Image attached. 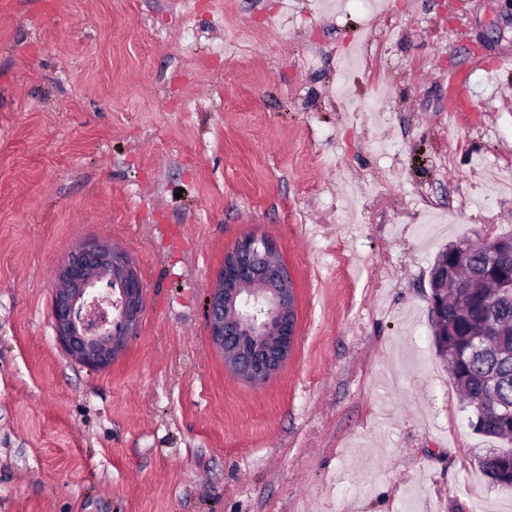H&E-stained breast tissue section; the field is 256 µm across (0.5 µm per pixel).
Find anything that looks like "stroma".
<instances>
[{
  "label": "stroma",
  "mask_w": 512,
  "mask_h": 512,
  "mask_svg": "<svg viewBox=\"0 0 512 512\" xmlns=\"http://www.w3.org/2000/svg\"><path fill=\"white\" fill-rule=\"evenodd\" d=\"M501 52L512 0H0V512H512L429 303L449 242L512 233V75L448 110ZM248 231L300 332L260 386L208 336ZM89 240L146 287L100 368L51 317ZM453 107L449 112H482L481 99L472 90L469 76L458 73L452 80Z\"/></svg>",
  "instance_id": "obj_1"
}]
</instances>
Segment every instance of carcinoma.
Masks as SVG:
<instances>
[{
    "instance_id": "cac0c4a2",
    "label": "carcinoma",
    "mask_w": 512,
    "mask_h": 512,
    "mask_svg": "<svg viewBox=\"0 0 512 512\" xmlns=\"http://www.w3.org/2000/svg\"><path fill=\"white\" fill-rule=\"evenodd\" d=\"M470 252L462 273L475 279L476 287L448 291V335L435 336L438 355L448 362L451 383L465 401L474 431L512 444V430L494 417L491 404L512 407V303L492 296L493 287L482 283V274L495 262L482 245L467 239L449 244ZM481 472L505 493L512 482H502L489 455L479 459Z\"/></svg>"
}]
</instances>
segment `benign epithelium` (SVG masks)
I'll return each mask as SVG.
<instances>
[{
  "label": "benign epithelium",
  "mask_w": 512,
  "mask_h": 512,
  "mask_svg": "<svg viewBox=\"0 0 512 512\" xmlns=\"http://www.w3.org/2000/svg\"><path fill=\"white\" fill-rule=\"evenodd\" d=\"M491 252L512 257V238L484 233ZM487 276L512 297V265L502 262ZM52 318L58 341L75 359L104 367L136 334L145 304L143 279L128 256L93 244L56 273ZM113 298V309L93 314L90 305ZM296 291L276 243L244 235L224 254V265L207 300L209 339L224 366L260 384L277 375L293 355L298 336Z\"/></svg>",
  "instance_id": "1"
}]
</instances>
